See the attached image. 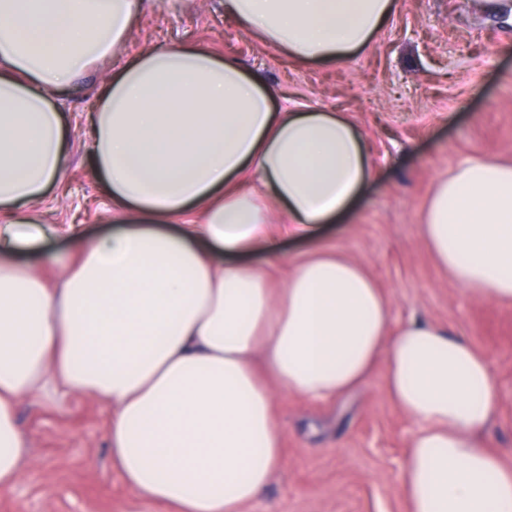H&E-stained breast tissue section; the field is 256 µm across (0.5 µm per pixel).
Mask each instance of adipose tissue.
Returning <instances> with one entry per match:
<instances>
[{
  "instance_id": "obj_1",
  "label": "adipose tissue",
  "mask_w": 512,
  "mask_h": 512,
  "mask_svg": "<svg viewBox=\"0 0 512 512\" xmlns=\"http://www.w3.org/2000/svg\"><path fill=\"white\" fill-rule=\"evenodd\" d=\"M143 0H0V488L29 453L32 393L111 404L112 468L169 512H245L282 463L273 386L312 403L365 383L417 428L409 512H512V468L476 437L497 408L484 357L440 327L393 328L365 267L312 252L287 279L243 255L272 230L311 234L371 175L369 149L333 112L278 108L263 78L198 45L128 61L88 116L90 162L112 232L57 233L35 214L61 186L70 143L53 98L128 38ZM395 0H224L281 54L334 65L365 48ZM285 221L272 226L268 207ZM178 219L166 230L168 219ZM472 297L512 302V165L468 157L441 177L420 226ZM41 251L42 267L19 263ZM62 268L49 284L45 266Z\"/></svg>"
}]
</instances>
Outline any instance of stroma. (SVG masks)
I'll return each mask as SVG.
<instances>
[{
    "mask_svg": "<svg viewBox=\"0 0 512 512\" xmlns=\"http://www.w3.org/2000/svg\"><path fill=\"white\" fill-rule=\"evenodd\" d=\"M198 44L263 75L277 105L347 117L370 146L372 174L338 222L309 238H276L290 271L312 250L362 263L393 308L394 325L421 319L484 354L498 395L480 436L512 467V304L474 299L419 234L438 177L480 154L512 164V0H396L368 47L336 66L303 64L242 30L224 0H145L125 45L55 104L70 152L65 192L36 207L48 224L107 228L112 201L89 162L87 114L101 88L149 49ZM284 463L247 512H407L402 478L412 422L386 397L383 371L354 391L310 403L274 388ZM18 418L30 454L0 512H168L137 498L112 470L109 407L75 395L25 400Z\"/></svg>",
    "mask_w": 512,
    "mask_h": 512,
    "instance_id": "obj_1",
    "label": "stroma"
}]
</instances>
